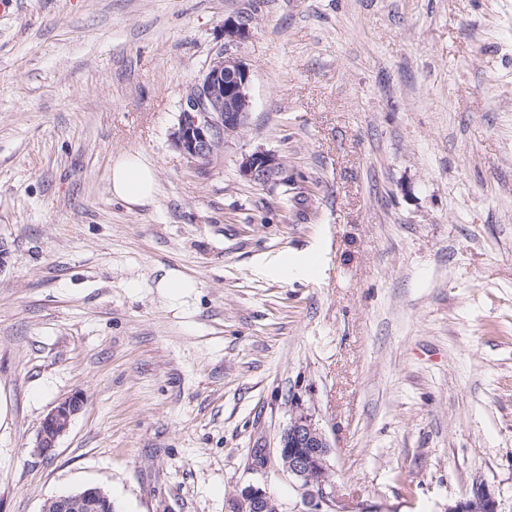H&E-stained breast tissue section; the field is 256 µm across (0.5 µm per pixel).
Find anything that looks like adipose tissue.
<instances>
[{
	"label": "adipose tissue",
	"mask_w": 512,
	"mask_h": 512,
	"mask_svg": "<svg viewBox=\"0 0 512 512\" xmlns=\"http://www.w3.org/2000/svg\"><path fill=\"white\" fill-rule=\"evenodd\" d=\"M109 184L115 199L131 209L141 207L152 203L157 195V171L138 150H125L112 159Z\"/></svg>",
	"instance_id": "1"
}]
</instances>
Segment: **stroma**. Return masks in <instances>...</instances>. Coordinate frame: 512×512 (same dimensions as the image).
I'll return each instance as SVG.
<instances>
[{"label": "stroma", "mask_w": 512, "mask_h": 512, "mask_svg": "<svg viewBox=\"0 0 512 512\" xmlns=\"http://www.w3.org/2000/svg\"><path fill=\"white\" fill-rule=\"evenodd\" d=\"M228 18L250 116L201 167L170 133ZM260 148L287 187L240 176ZM127 149L151 205L109 190ZM0 242V512L81 486L229 512L252 484L308 512L279 461L247 467L296 400L331 447L324 512H444L477 485L512 512V0H17ZM112 196L128 208L152 203L158 192L157 170L135 149L118 153L109 173ZM83 400L72 396L59 401L45 415L37 433L34 451L47 456L57 447L59 439L69 429L73 418L82 410Z\"/></svg>", "instance_id": "obj_1"}]
</instances>
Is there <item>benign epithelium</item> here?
<instances>
[{
    "instance_id": "benign-epithelium-1",
    "label": "benign epithelium",
    "mask_w": 512,
    "mask_h": 512,
    "mask_svg": "<svg viewBox=\"0 0 512 512\" xmlns=\"http://www.w3.org/2000/svg\"><path fill=\"white\" fill-rule=\"evenodd\" d=\"M249 35L248 24L235 19L224 20L223 49L210 58L202 76L180 103L178 124L172 141L190 162L207 163L224 149V143L246 126L251 100L248 93L250 68L232 52ZM241 175L260 187L285 184L288 170L274 152L259 149L240 163ZM83 400L72 396L59 401L45 415L37 433L34 451L49 455L69 429L73 418L82 410ZM331 448L325 435L302 402L294 400L288 426L281 434L277 448L281 467L300 483L311 512H322L320 506L334 499L328 457ZM269 454L255 448L250 454L249 469L266 470ZM44 512H113L112 501L97 486H87L50 499ZM232 512H281V504L268 490L249 485L233 503ZM445 512H498L495 499L484 489L475 487L470 495L447 507Z\"/></svg>"
}]
</instances>
